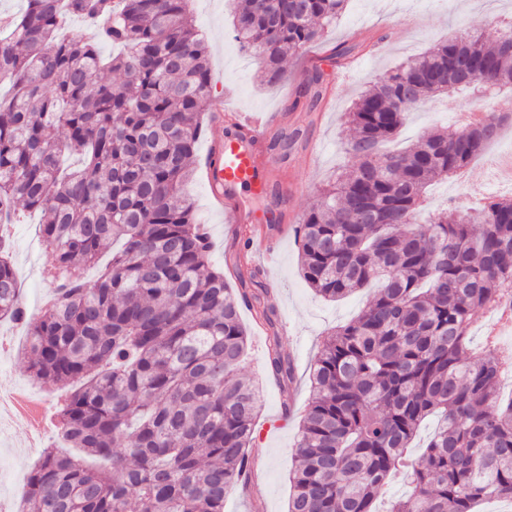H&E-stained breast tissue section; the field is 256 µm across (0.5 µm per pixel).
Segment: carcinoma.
<instances>
[{
	"instance_id": "carcinoma-1",
	"label": "carcinoma",
	"mask_w": 512,
	"mask_h": 512,
	"mask_svg": "<svg viewBox=\"0 0 512 512\" xmlns=\"http://www.w3.org/2000/svg\"><path fill=\"white\" fill-rule=\"evenodd\" d=\"M0 19V212L41 215L53 252L52 303L27 316L0 231V322L24 325L32 377L71 387L63 437L110 462L87 468L53 448L32 469L20 512H224L250 461L260 390L242 374L250 332L237 293L209 261L184 185L195 174L212 94L189 0H23ZM347 0H242L235 37L270 84L286 54L315 43ZM69 17L86 34L66 35ZM120 52L103 57L101 46ZM512 87V33L438 44L375 81L345 113L355 168L322 187L299 225L307 285L337 301L380 283L357 319L322 340L296 446L288 512H376L380 490L411 469L389 512H473L512 502V400L504 360L467 355L472 324L512 292V198L450 205L417 222L425 188L468 165L508 116L431 133L381 154L419 104L450 90ZM298 94L316 107L323 73ZM63 128L65 140L50 137ZM83 164L61 168L63 153ZM112 252L89 281L83 270ZM267 377L294 376L275 333ZM440 426L408 451L419 424ZM122 444L120 453L114 451Z\"/></svg>"
}]
</instances>
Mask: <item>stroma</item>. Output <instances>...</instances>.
<instances>
[{
    "instance_id": "stroma-1",
    "label": "stroma",
    "mask_w": 512,
    "mask_h": 512,
    "mask_svg": "<svg viewBox=\"0 0 512 512\" xmlns=\"http://www.w3.org/2000/svg\"><path fill=\"white\" fill-rule=\"evenodd\" d=\"M192 13L209 53L214 96L226 97L229 104L253 112L279 113L280 123L271 133L273 143L269 150L281 160L277 171L280 189H290L297 181L305 185L304 192L287 203L299 222L323 184L354 163L343 149L349 132L342 117L366 83L466 30L496 40L501 32L496 19L512 17V0H348L344 13L336 25L326 30L322 40L288 56L284 63L286 77L273 87L264 84L257 61L243 52L235 39L233 0H192ZM340 44L356 46L357 51L345 67L324 66L326 96L315 111H306L297 101V87L308 71V60L329 56ZM471 105L467 92L438 97L431 111L410 115L393 141V148H403L433 129L455 133ZM511 148L509 128L471 161L461 178L433 182L428 193L431 205L445 206L460 180L481 198L512 196V185L496 178L498 158ZM184 192L193 204L196 223L204 225L211 239L210 261L223 269L231 287L240 291L245 288L235 276L236 268L261 269L265 303L274 311V328L291 352L295 367L291 384L281 387L266 382V331L249 310H242V319L251 330L243 371L265 380L255 440L249 450L262 465L251 494L228 495L224 512H287L295 442L308 410L309 375L320 342L332 329L357 317L374 291L366 288L338 302L325 301L301 277L293 230H283L277 246L278 262L276 266H266L259 255L247 252L219 219L202 176H194ZM11 247L21 302L30 314H37L47 298V273L54 263L40 237L37 212L21 213L18 224L11 229ZM1 336L13 340L11 351H0V392L5 393L31 383L33 377L23 357L24 330L4 322L0 324ZM286 402L291 403V412H284L282 405ZM28 435L23 424L0 419V499H21L28 475L41 457V448L31 445Z\"/></svg>"
}]
</instances>
